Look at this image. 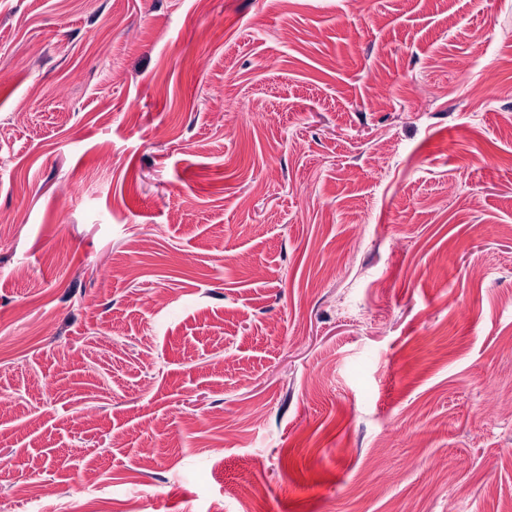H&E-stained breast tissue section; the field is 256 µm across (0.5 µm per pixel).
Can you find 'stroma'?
Instances as JSON below:
<instances>
[{
    "mask_svg": "<svg viewBox=\"0 0 512 512\" xmlns=\"http://www.w3.org/2000/svg\"><path fill=\"white\" fill-rule=\"evenodd\" d=\"M0 70V512H512V0H0Z\"/></svg>",
    "mask_w": 512,
    "mask_h": 512,
    "instance_id": "stroma-1",
    "label": "stroma"
}]
</instances>
